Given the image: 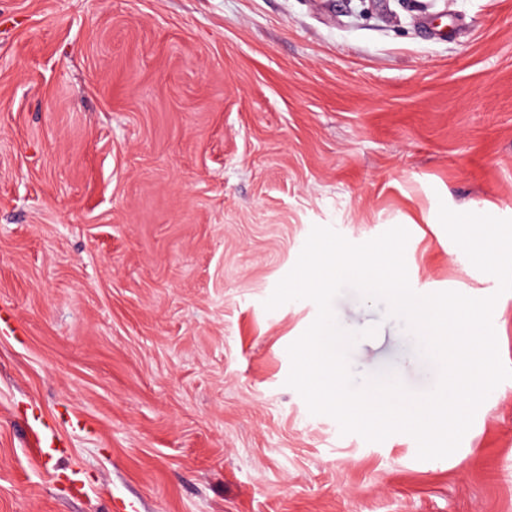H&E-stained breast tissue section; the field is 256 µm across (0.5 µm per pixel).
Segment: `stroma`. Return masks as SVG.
I'll return each instance as SVG.
<instances>
[{"label": "stroma", "instance_id": "stroma-1", "mask_svg": "<svg viewBox=\"0 0 512 512\" xmlns=\"http://www.w3.org/2000/svg\"><path fill=\"white\" fill-rule=\"evenodd\" d=\"M512 218V0H0V512H512V378L459 448L342 434L264 302L313 226L400 225L412 289L512 291L438 208ZM356 386L431 391L345 288Z\"/></svg>", "mask_w": 512, "mask_h": 512}]
</instances>
